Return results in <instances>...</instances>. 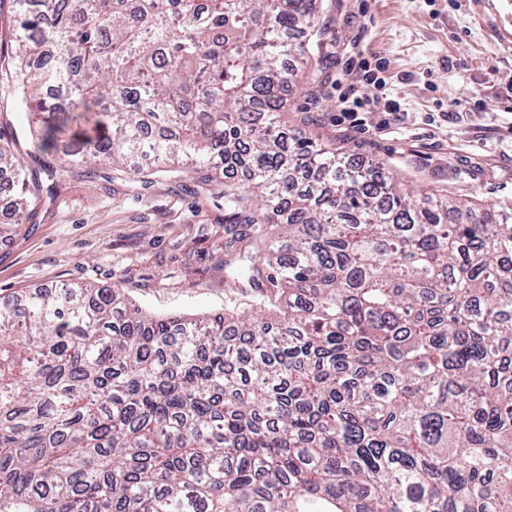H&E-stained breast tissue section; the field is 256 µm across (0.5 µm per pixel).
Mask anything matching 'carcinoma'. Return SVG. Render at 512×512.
Returning <instances> with one entry per match:
<instances>
[{
    "label": "carcinoma",
    "mask_w": 512,
    "mask_h": 512,
    "mask_svg": "<svg viewBox=\"0 0 512 512\" xmlns=\"http://www.w3.org/2000/svg\"><path fill=\"white\" fill-rule=\"evenodd\" d=\"M318 0H10L0 76L65 166L216 171L224 314L0 301V512H512V204L402 189L280 119ZM11 175L13 235L35 215Z\"/></svg>",
    "instance_id": "1"
}]
</instances>
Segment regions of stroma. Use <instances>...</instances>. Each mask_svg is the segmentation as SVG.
Returning <instances> with one entry per match:
<instances>
[{"label":"stroma","mask_w":512,"mask_h":512,"mask_svg":"<svg viewBox=\"0 0 512 512\" xmlns=\"http://www.w3.org/2000/svg\"><path fill=\"white\" fill-rule=\"evenodd\" d=\"M512 0H321L322 84L298 82L290 128L344 147L350 163L381 165L401 186L512 201ZM360 41L385 63L368 86V112L343 120L326 87L344 77ZM0 84V139L39 185L33 223L0 241V299L61 283L120 285L159 315H213L228 301L224 199L219 186L149 175L138 189L104 169L49 166L29 157L24 116ZM397 120L381 127L388 102Z\"/></svg>","instance_id":"obj_1"}]
</instances>
